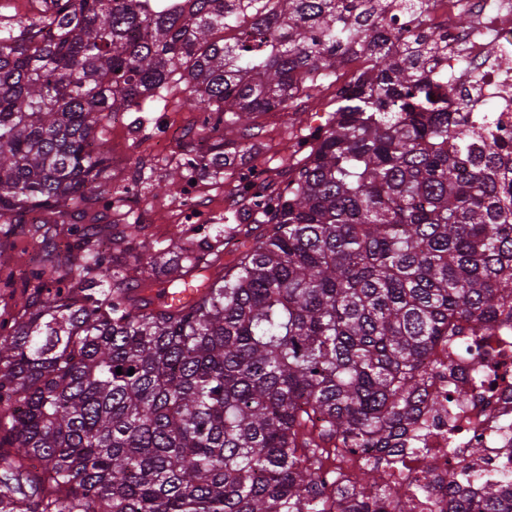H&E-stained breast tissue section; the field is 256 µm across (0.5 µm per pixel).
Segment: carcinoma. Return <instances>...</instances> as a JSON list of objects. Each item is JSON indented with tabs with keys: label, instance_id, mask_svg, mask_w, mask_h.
<instances>
[{
	"label": "carcinoma",
	"instance_id": "carcinoma-1",
	"mask_svg": "<svg viewBox=\"0 0 512 512\" xmlns=\"http://www.w3.org/2000/svg\"><path fill=\"white\" fill-rule=\"evenodd\" d=\"M43 2L0 20V239L67 248L0 279L21 288L0 320V512H413L437 485L446 512H512L504 473L474 490L426 465L382 492L438 404L425 383L443 364L423 359L512 317V143L448 111L436 41L391 58L384 0ZM355 58L286 188L239 194L265 229L233 263L221 226L151 251L117 222L104 251L74 219L133 191L108 186L115 113H207L214 142L175 162L177 196L224 168L221 124L248 131ZM161 279L197 296L134 292ZM335 441L368 453L351 488L315 466Z\"/></svg>",
	"mask_w": 512,
	"mask_h": 512
}]
</instances>
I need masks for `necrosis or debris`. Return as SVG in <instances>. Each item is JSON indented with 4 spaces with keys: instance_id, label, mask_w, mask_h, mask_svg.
<instances>
[{
    "instance_id": "1",
    "label": "necrosis or debris",
    "mask_w": 512,
    "mask_h": 512,
    "mask_svg": "<svg viewBox=\"0 0 512 512\" xmlns=\"http://www.w3.org/2000/svg\"><path fill=\"white\" fill-rule=\"evenodd\" d=\"M462 10L471 26L449 27V17ZM382 25L393 52L420 31L435 39L442 48L439 66L448 74L449 111H465L474 100L490 104L497 135L512 139V0H429L424 15L388 12ZM431 358L452 365L427 383L439 405L422 413L419 440L433 451L434 474L444 477L465 466L471 480H478L512 458V321L498 325L489 353L465 338L458 356L438 347ZM452 384L467 388L466 400L449 402ZM472 448L486 451L475 465L468 457Z\"/></svg>"
}]
</instances>
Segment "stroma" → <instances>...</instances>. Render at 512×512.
Instances as JSON below:
<instances>
[{
    "label": "stroma",
    "instance_id": "obj_1",
    "mask_svg": "<svg viewBox=\"0 0 512 512\" xmlns=\"http://www.w3.org/2000/svg\"><path fill=\"white\" fill-rule=\"evenodd\" d=\"M352 65L337 69L335 78L322 81L317 98L297 101L292 109L294 123L283 126L277 112H259L252 119L254 138L251 151L236 155L224 169L205 170L196 176L198 201L210 208L219 223H226L238 211L236 185L241 170L253 169L259 184L282 186L288 179V170L296 151L309 134L322 127L336 107V83L351 74ZM204 119L203 113L188 112L167 106L158 112H129L109 131L114 154L124 161L117 171L116 183H126L140 174L144 180L137 194L127 201L125 209L129 220L143 227L146 244L162 247L177 238L187 222L186 210L180 198L158 195L156 184L175 162L174 154L157 157L152 145L158 133L165 128L178 129L187 134L197 133Z\"/></svg>",
    "mask_w": 512,
    "mask_h": 512
}]
</instances>
